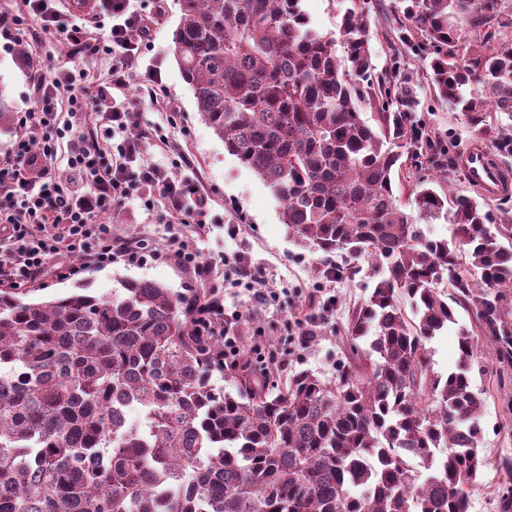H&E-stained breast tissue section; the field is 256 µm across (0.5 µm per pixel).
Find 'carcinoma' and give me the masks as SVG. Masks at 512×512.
<instances>
[{
  "instance_id": "cac0c4a2",
  "label": "carcinoma",
  "mask_w": 512,
  "mask_h": 512,
  "mask_svg": "<svg viewBox=\"0 0 512 512\" xmlns=\"http://www.w3.org/2000/svg\"><path fill=\"white\" fill-rule=\"evenodd\" d=\"M179 2L171 49L202 120L270 188L301 244L382 268L346 336L369 349L334 380L302 371L282 388L263 373L245 386L237 369L248 365L224 371V316L206 328L195 319L211 288L131 280L120 294L79 286L41 301L0 288V512H469L487 465L485 399L469 377L482 368L479 343L460 332L459 368L446 376L427 343L454 322L451 300L475 311L500 374L512 370L507 227L420 180L408 205L446 218L454 238L428 237L402 210V157L446 176L448 144L416 120V82L400 57L374 76L366 6L325 34L302 0ZM504 2L393 4L405 19L399 40L493 157L512 155ZM460 15L494 28V42L468 48ZM130 403L137 421L125 416Z\"/></svg>"
}]
</instances>
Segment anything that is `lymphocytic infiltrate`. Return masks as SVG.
Listing matches in <instances>:
<instances>
[{
  "instance_id": "f902f5d3",
  "label": "lymphocytic infiltrate",
  "mask_w": 512,
  "mask_h": 512,
  "mask_svg": "<svg viewBox=\"0 0 512 512\" xmlns=\"http://www.w3.org/2000/svg\"><path fill=\"white\" fill-rule=\"evenodd\" d=\"M22 2L21 11H0V33L37 46L42 34L52 31L65 38L72 57L111 55L112 70L109 84L98 86L81 71L39 78L33 108L18 113L24 133L0 160V281L21 287L49 267L64 278L78 276L84 265L68 260L76 250L84 264L144 260L146 242L113 235L111 225L97 223L100 212L152 190L164 199L168 217L182 224L208 207L193 176L174 177L165 166L137 163L141 143L125 135L130 112L114 91L136 79L151 91L161 84L156 72L138 69L149 29L133 0H97L89 18L61 11L59 0ZM99 116L109 123V140L87 127L90 118ZM76 127L85 133L67 153L70 178L60 180L51 172L55 144Z\"/></svg>"
}]
</instances>
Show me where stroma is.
I'll return each mask as SVG.
<instances>
[{"mask_svg":"<svg viewBox=\"0 0 512 512\" xmlns=\"http://www.w3.org/2000/svg\"><path fill=\"white\" fill-rule=\"evenodd\" d=\"M391 0H371L369 50L376 72L390 65L393 50H400L408 68L419 71L420 62L391 33ZM135 6L150 28L148 43L141 48L140 68L160 73L162 86L157 102H150L139 85L125 90L132 104L131 132L159 129L161 140L145 143L142 157L148 162L173 166L175 175H183L178 165L187 157L201 191L209 203L203 223L172 224L158 194L148 200L135 199L101 214L100 220L113 233L139 238L156 247L157 255L138 264L122 261L107 267H88L77 278L63 279L49 272L38 279L41 298L69 292L83 284L98 295L121 293L127 280H150L175 291L187 288L222 287L224 290V329L237 337L241 348L272 346L287 358L286 367H274L276 379L286 380L302 371L322 379L335 377L339 362L347 358L346 331L349 317L361 301L368 298L377 280L367 259H360V270L352 277L328 283L323 271L342 265L339 255L313 251L299 245L281 223L279 203L271 190L236 156L201 119L190 86L170 51L172 32L178 24V0H136ZM112 61L97 54L71 59L68 47L58 35L46 36L38 52L17 39L0 35V97L10 112L29 109L36 98L35 79L39 74L78 68L92 79H107ZM419 105L416 118L429 129L446 134L450 152L459 155L480 145V135L468 125L461 112L439 101L426 76L420 75L416 86ZM437 191L455 196L473 197L489 211L493 223L512 216V192L491 196L474 187L461 168L449 169L447 177L436 178ZM179 237L196 250L201 260L217 259L211 277L195 276L161 248L171 237ZM245 253L261 271L258 283L238 281L234 271L235 253ZM325 287L332 296L330 306H322L312 292ZM303 309L317 338L305 344L288 339L284 319L294 309ZM455 322L429 343L433 368L440 374L456 371L459 366L457 337L460 331L478 333L472 309L455 307ZM495 362L484 371H471L474 391L483 393L486 402L480 419L483 428L482 453L488 461L482 470L480 485L471 497L470 512H499V494L512 486V385H500Z\"/></svg>","mask_w":512,"mask_h":512,"instance_id":"35a3bbf8","label":"stroma"}]
</instances>
